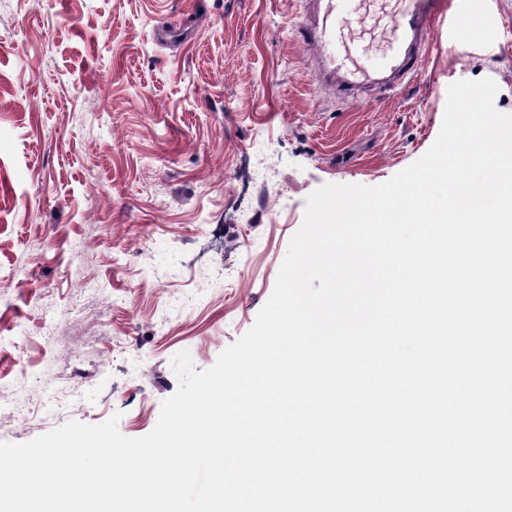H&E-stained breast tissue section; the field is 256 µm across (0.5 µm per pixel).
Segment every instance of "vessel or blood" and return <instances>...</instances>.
<instances>
[{
  "label": "vessel or blood",
  "instance_id": "b4317fda",
  "mask_svg": "<svg viewBox=\"0 0 512 512\" xmlns=\"http://www.w3.org/2000/svg\"><path fill=\"white\" fill-rule=\"evenodd\" d=\"M447 12L448 0H400L387 17V45L375 52L354 34L372 23L362 0H304L298 33L311 51L314 79L338 98L353 99L361 91L390 90L416 76L429 37Z\"/></svg>",
  "mask_w": 512,
  "mask_h": 512
}]
</instances>
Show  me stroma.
Returning <instances> with one entry per match:
<instances>
[{"label": "stroma", "instance_id": "obj_1", "mask_svg": "<svg viewBox=\"0 0 512 512\" xmlns=\"http://www.w3.org/2000/svg\"><path fill=\"white\" fill-rule=\"evenodd\" d=\"M474 6L468 42L434 35L414 82L342 104L300 0H0V441L116 413L147 435L172 358L209 369L253 326L311 193L420 159L456 81L512 114V0Z\"/></svg>", "mask_w": 512, "mask_h": 512}]
</instances>
